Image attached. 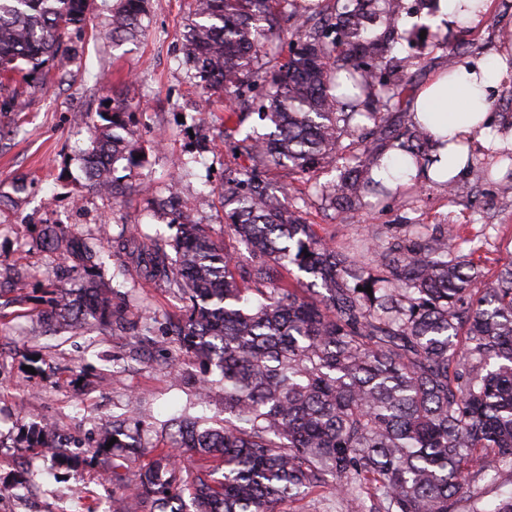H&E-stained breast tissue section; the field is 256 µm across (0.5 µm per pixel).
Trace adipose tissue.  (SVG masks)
<instances>
[{
  "label": "adipose tissue",
  "instance_id": "ef3b65f1",
  "mask_svg": "<svg viewBox=\"0 0 512 512\" xmlns=\"http://www.w3.org/2000/svg\"><path fill=\"white\" fill-rule=\"evenodd\" d=\"M512 80V46L492 61L464 60L440 72L419 90L411 104V120L434 135L474 138L488 122V92L502 80Z\"/></svg>",
  "mask_w": 512,
  "mask_h": 512
}]
</instances>
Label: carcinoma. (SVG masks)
<instances>
[{"instance_id": "carcinoma-1", "label": "carcinoma", "mask_w": 512, "mask_h": 512, "mask_svg": "<svg viewBox=\"0 0 512 512\" xmlns=\"http://www.w3.org/2000/svg\"><path fill=\"white\" fill-rule=\"evenodd\" d=\"M192 0L183 38L191 79L206 94L222 92L269 122L271 131L235 134L250 117L233 106L228 149L246 164L228 170L221 189L228 236L246 246L247 280L234 275L236 256L187 220L178 196L150 206L177 225L169 241L135 233L118 242L143 278L167 284L183 313L164 322L168 350L197 361L203 377L195 405L224 393V420L182 415L156 427L137 400L112 416L97 452L110 458L112 512H287L286 505L331 485L340 512H488L473 482L512 483V259L489 280L458 254L464 227L415 232L403 224L389 242L376 232L359 256L326 240L286 191L264 179L272 169L306 173L345 159L338 181L321 189L338 215L376 191L403 200L421 176L391 189L372 177L381 152L366 124L388 118L368 105L398 106L408 90L388 52L398 35L399 0ZM91 0H0V86L20 74L45 81L73 48ZM148 0H115L112 43L144 32ZM288 56L280 60L283 48ZM134 112L117 91L91 115L83 161L91 188L123 197L115 165L138 163ZM357 134L350 150L345 132ZM396 148L421 171L438 162L434 140L415 126ZM48 246L65 271L85 280L54 291L46 322L90 325L102 335L126 321L115 289L87 277L92 251H80L60 226ZM321 288L306 295L292 268ZM371 287V292L357 287ZM41 448H66L50 426L27 431ZM112 446H107L111 439ZM216 459L221 468L185 469L174 453ZM155 456L129 481L128 463Z\"/></svg>"}]
</instances>
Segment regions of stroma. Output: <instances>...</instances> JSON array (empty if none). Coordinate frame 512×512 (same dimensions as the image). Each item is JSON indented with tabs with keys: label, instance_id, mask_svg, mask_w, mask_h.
I'll return each instance as SVG.
<instances>
[{
	"label": "stroma",
	"instance_id": "35a3bbf8",
	"mask_svg": "<svg viewBox=\"0 0 512 512\" xmlns=\"http://www.w3.org/2000/svg\"><path fill=\"white\" fill-rule=\"evenodd\" d=\"M408 12L403 37L393 51L413 89L461 59L488 61L502 31L512 29V0H492L481 29L419 35L413 12L429 17L433 0H401ZM112 0H95L83 29L71 33L75 56L53 69L44 84L23 90L22 108L0 112V282H15L21 302L0 297V512H85L95 504L108 512L112 484L92 448L100 430L130 397H143L160 420L179 414L192 398V385L165 364L159 332L136 321L103 336L90 326L38 332L37 314L47 308L51 285L73 282L63 275L43 242L46 226L67 227L76 236L105 244L123 232L172 238L169 218L150 207L178 183L189 218L224 239L220 187L234 160L224 147L225 97H202L187 77L183 33L189 0H150L152 24L137 42L113 47L109 37ZM123 87L136 113L143 167L116 169L131 193L120 201L90 188L79 160L90 145L88 116L100 111L107 88ZM335 168L321 165L293 181L310 223L320 235L353 248L377 231L402 224H486L491 238L472 253L486 275L512 256V191L476 185L462 176L447 189L424 184L411 205L385 202L357 208L349 216L324 210L315 188L333 182ZM29 188L16 193L18 179ZM119 257H104L101 274L130 305L142 304L159 319L178 314L173 291L123 276ZM136 347L126 370L112 371L114 355ZM51 422L79 441L76 460L43 459L26 442L28 429Z\"/></svg>",
	"mask_w": 512,
	"mask_h": 512
}]
</instances>
